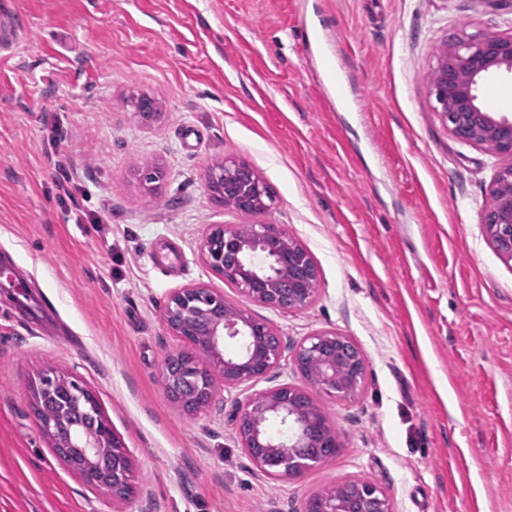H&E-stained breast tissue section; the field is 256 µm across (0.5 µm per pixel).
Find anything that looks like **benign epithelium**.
Here are the masks:
<instances>
[{"mask_svg":"<svg viewBox=\"0 0 512 512\" xmlns=\"http://www.w3.org/2000/svg\"><path fill=\"white\" fill-rule=\"evenodd\" d=\"M492 68L512 73V37L461 39L451 58L432 66L436 80L429 89L438 102L436 112L453 135L503 159L490 189L484 226L497 253L512 262V118L486 111L476 94L478 79ZM239 169V161H224V187L212 188L235 195L241 208L250 210L264 196L265 186ZM202 258L240 292L279 312L303 310L313 300L308 283L317 278L315 262L276 224H254L245 237L233 228L212 225ZM164 320L185 342L165 363L164 389L190 414L212 401L216 379L226 391L246 390L268 378L283 358L282 341L268 324L207 288L172 291ZM228 339L240 341L232 354L224 351ZM294 364L310 385L334 400L352 397L364 372L358 349L334 331L305 337L295 349ZM33 392L34 412L56 455L65 460V449H81L80 474L87 484L108 486L121 498L129 496L132 463L96 395L61 375L40 377ZM238 417L241 448L256 467L279 478H299L326 460L325 449L339 448L336 434L325 416L314 410L308 392L292 383L245 396L238 402ZM301 512H391V507L374 482L358 480L311 495Z\"/></svg>","mask_w":512,"mask_h":512,"instance_id":"1","label":"benign epithelium"}]
</instances>
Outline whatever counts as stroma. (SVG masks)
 I'll return each instance as SVG.
<instances>
[{"mask_svg":"<svg viewBox=\"0 0 512 512\" xmlns=\"http://www.w3.org/2000/svg\"><path fill=\"white\" fill-rule=\"evenodd\" d=\"M0 260L81 336L25 323L0 291V512H300L357 479L392 512H512V263L483 225L498 160L451 135L426 75L454 37L512 36L501 0H0ZM342 76L344 93L332 85ZM157 101L144 120L131 92ZM195 137H186V130ZM247 161L276 191L245 214L208 173ZM159 169L146 183L145 169ZM277 224L312 255L311 305L280 313L212 272L208 227ZM183 266L160 272L154 243ZM203 286L268 323L289 357L332 330L361 352L353 398L312 392L336 456L294 480L235 433L239 391L187 414L161 373L181 340L167 298ZM90 388L127 448L134 494L53 451L30 385Z\"/></svg>","mask_w":512,"mask_h":512,"instance_id":"obj_1","label":"stroma"}]
</instances>
